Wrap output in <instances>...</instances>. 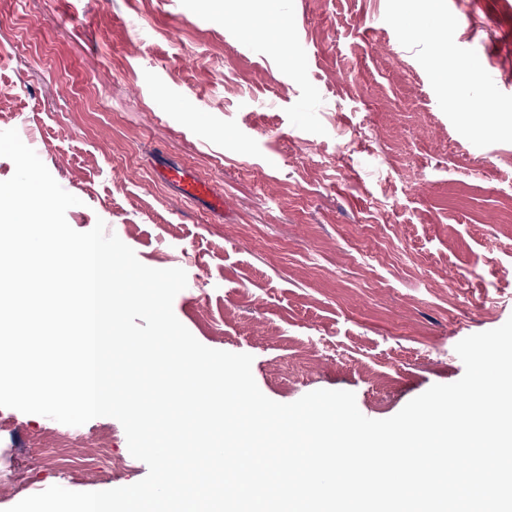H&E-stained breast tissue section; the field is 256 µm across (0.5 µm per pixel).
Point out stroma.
I'll return each mask as SVG.
<instances>
[{"label": "stroma", "mask_w": 512, "mask_h": 512, "mask_svg": "<svg viewBox=\"0 0 512 512\" xmlns=\"http://www.w3.org/2000/svg\"><path fill=\"white\" fill-rule=\"evenodd\" d=\"M237 0H0V130H17L79 198L76 231L104 220L146 266L181 268L173 301L203 345L252 355L264 395L354 392L387 419L464 374L463 338L512 317V0H446L445 48L405 37L408 0H282L280 46L224 16ZM488 71L456 88L433 70ZM184 165L223 214L182 199ZM0 458L40 468L32 493L143 479L111 417L81 426L5 411ZM109 427L127 458L108 481L47 455L67 437L85 468ZM163 176L179 189L185 199L194 202L201 198H207L214 210L224 212V196L212 194L206 182L193 176L184 167L169 168Z\"/></svg>", "instance_id": "1"}]
</instances>
